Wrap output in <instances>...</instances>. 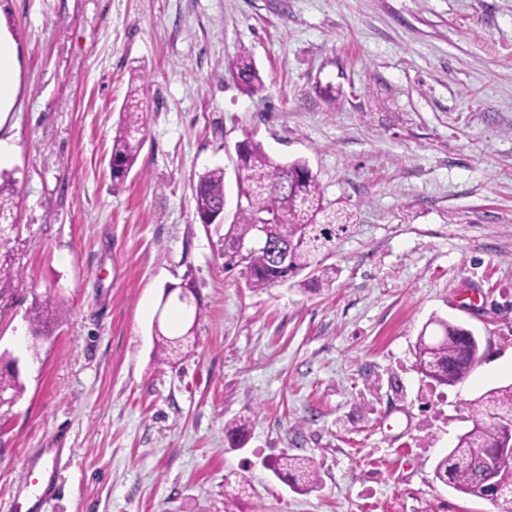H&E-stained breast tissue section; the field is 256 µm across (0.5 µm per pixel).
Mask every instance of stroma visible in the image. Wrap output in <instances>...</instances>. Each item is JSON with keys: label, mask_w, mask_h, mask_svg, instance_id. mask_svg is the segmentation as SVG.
Here are the masks:
<instances>
[{"label": "stroma", "mask_w": 512, "mask_h": 512, "mask_svg": "<svg viewBox=\"0 0 512 512\" xmlns=\"http://www.w3.org/2000/svg\"><path fill=\"white\" fill-rule=\"evenodd\" d=\"M18 46L9 170L19 191L0 353L22 395L0 409V512L29 461L58 485L43 512H497L435 481L466 405L512 382V0H6ZM247 50L265 87L230 63ZM143 145L121 192L108 160L130 77ZM305 159L353 213L323 254L332 287L246 288L200 223L199 174L234 145ZM202 304L187 357L154 359V320L184 336L165 286ZM51 336L19 342L39 304ZM480 359L441 385L415 367L431 316ZM251 417L244 447L224 425ZM62 451L59 461L45 456ZM313 457L293 492L281 453ZM272 470L277 478L295 492L308 493L318 486L316 469L308 457L284 453Z\"/></svg>", "instance_id": "1"}]
</instances>
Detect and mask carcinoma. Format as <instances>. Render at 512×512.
I'll return each mask as SVG.
<instances>
[{
	"label": "carcinoma",
	"mask_w": 512,
	"mask_h": 512,
	"mask_svg": "<svg viewBox=\"0 0 512 512\" xmlns=\"http://www.w3.org/2000/svg\"><path fill=\"white\" fill-rule=\"evenodd\" d=\"M232 76L242 89L256 93L264 88V80L247 50H241L233 62ZM144 120L140 102L130 95L123 108L116 134L112 140L110 171L112 189L118 193L136 165L143 144ZM240 159L237 167V201L233 220L223 235L224 268H240L247 287L264 291L296 278L305 270L321 286H331L336 268L325 266L317 257L331 251L336 238L348 232L353 224L352 213L332 210L324 203L321 186L306 160L279 161L272 158L256 141L246 138L237 144ZM195 209L200 222L211 226L224 225V169L214 168L198 176L194 187ZM17 208L13 181L0 183V218L14 219ZM265 224L270 241L285 252L279 256L267 248H254L241 255L238 244L250 241L257 225ZM13 230L0 233V283L9 278L8 266L12 251ZM178 299L185 310L193 312L191 325L182 337L169 338L154 325L156 357L169 359L177 351V343L194 332L199 306L192 305L188 293L191 284L178 285ZM56 310L46 306L29 319L33 335L43 334L56 319ZM427 325L434 333L422 329L415 344L418 371L433 381L451 385L469 375L478 360L480 341L461 324L433 317ZM0 390L18 397L23 384L18 371L10 366L0 371ZM471 428L459 435L457 443L434 466V479L457 493L491 500L493 490L512 484L492 467L491 457L512 448V430L503 417L512 412V383L487 390L467 403ZM250 421L235 418L224 424V433L231 448L245 442ZM273 473L293 491L308 493L318 486L313 461L304 456L282 454L274 464Z\"/></svg>",
	"instance_id": "obj_1"
}]
</instances>
